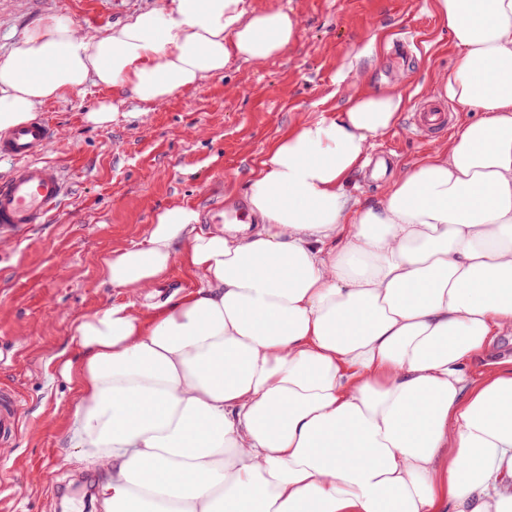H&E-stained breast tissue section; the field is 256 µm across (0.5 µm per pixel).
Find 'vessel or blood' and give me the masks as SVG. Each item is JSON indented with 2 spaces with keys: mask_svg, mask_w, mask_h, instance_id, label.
Masks as SVG:
<instances>
[{
  "mask_svg": "<svg viewBox=\"0 0 512 512\" xmlns=\"http://www.w3.org/2000/svg\"><path fill=\"white\" fill-rule=\"evenodd\" d=\"M54 139V127L41 120L0 139V157L13 164L10 175L0 180V230L17 232L46 223L59 207L67 189L65 173L43 156ZM21 408L19 393L0 387V441L12 442L20 433Z\"/></svg>",
  "mask_w": 512,
  "mask_h": 512,
  "instance_id": "1",
  "label": "vessel or blood"
}]
</instances>
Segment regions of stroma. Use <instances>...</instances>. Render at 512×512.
<instances>
[{"mask_svg":"<svg viewBox=\"0 0 512 512\" xmlns=\"http://www.w3.org/2000/svg\"><path fill=\"white\" fill-rule=\"evenodd\" d=\"M153 2L0 0V56L47 16L94 32ZM247 2L292 9L298 19L295 43L264 66L233 62L143 116L138 102L126 100L106 128L84 120L112 98L100 86L37 111L57 132L45 155L64 165L68 191L48 223L0 241V383L22 394L25 421L22 435L0 446V472L13 480L10 512H83L86 489L98 479L63 443L72 393L53 357L72 349L71 320L115 300L144 311L198 286L178 262L152 293L119 291L103 282V258L143 241L156 214L172 205L196 210L205 224L247 222L245 192L268 147L289 128L330 114L346 95L389 88L410 95L397 127L376 140L392 173L447 141L463 119L453 105L447 129L413 126L436 76L457 58L431 0Z\"/></svg>","mask_w":512,"mask_h":512,"instance_id":"1","label":"stroma"}]
</instances>
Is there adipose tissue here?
<instances>
[{"label":"adipose tissue","mask_w":512,"mask_h":512,"mask_svg":"<svg viewBox=\"0 0 512 512\" xmlns=\"http://www.w3.org/2000/svg\"><path fill=\"white\" fill-rule=\"evenodd\" d=\"M458 51L441 96L473 120L372 202L353 175L407 100L384 90L281 136L247 189L255 232L175 205L102 261L108 285L199 288L112 302L59 353L64 440L102 512H512V0H432ZM292 10L165 0L96 34L65 16L0 57V134L93 84L145 109L262 64Z\"/></svg>","instance_id":"obj_1"}]
</instances>
